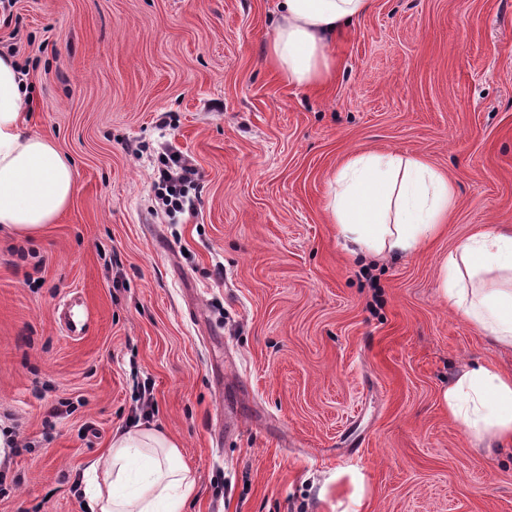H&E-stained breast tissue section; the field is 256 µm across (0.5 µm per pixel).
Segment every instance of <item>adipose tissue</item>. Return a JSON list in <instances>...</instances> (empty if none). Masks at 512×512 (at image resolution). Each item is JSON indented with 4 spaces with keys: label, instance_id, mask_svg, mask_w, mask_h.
Masks as SVG:
<instances>
[{
    "label": "adipose tissue",
    "instance_id": "ef3b65f1",
    "mask_svg": "<svg viewBox=\"0 0 512 512\" xmlns=\"http://www.w3.org/2000/svg\"><path fill=\"white\" fill-rule=\"evenodd\" d=\"M269 44L291 84L330 80L329 47L369 0H281ZM27 91L16 59L0 56V228L21 235L52 223L69 204L75 176L49 140L25 130ZM329 207L340 234L364 252L412 253L439 231L455 195L451 181L416 156L366 152L350 157L330 182ZM440 294L497 344L512 347V227L478 232L449 253ZM468 435L487 445L512 443V374L473 366L440 395ZM178 444L144 425L112 435L107 457L85 472L89 512H184L195 492Z\"/></svg>",
    "mask_w": 512,
    "mask_h": 512
}]
</instances>
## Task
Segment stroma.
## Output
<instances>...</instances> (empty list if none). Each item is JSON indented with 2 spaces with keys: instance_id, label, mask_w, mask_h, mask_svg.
<instances>
[{
  "instance_id": "1",
  "label": "stroma",
  "mask_w": 512,
  "mask_h": 512,
  "mask_svg": "<svg viewBox=\"0 0 512 512\" xmlns=\"http://www.w3.org/2000/svg\"><path fill=\"white\" fill-rule=\"evenodd\" d=\"M278 0H15L0 43L26 72L31 134L70 160L55 223L0 232V512H85L75 478L137 421L180 447L188 512H512V447L485 450L440 392L512 374L439 292L444 259L512 225V0H371L336 76L268 61ZM168 113L166 126L156 124ZM169 141L196 208L155 209ZM423 157L455 201L411 255L361 256L328 183L353 154ZM92 312L72 339L60 301ZM152 416L143 417L144 387Z\"/></svg>"
}]
</instances>
